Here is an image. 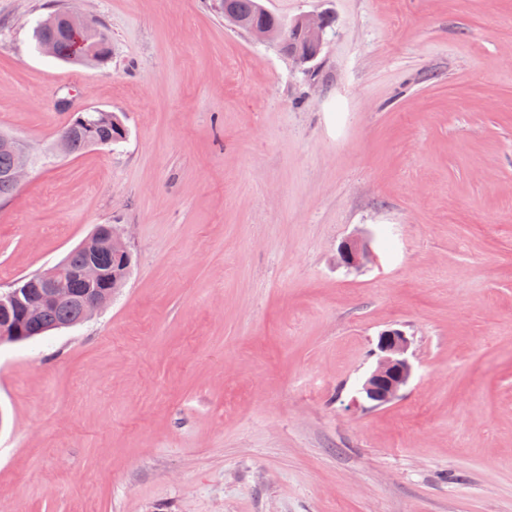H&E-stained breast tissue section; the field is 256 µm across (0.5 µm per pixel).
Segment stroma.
<instances>
[{
  "mask_svg": "<svg viewBox=\"0 0 512 512\" xmlns=\"http://www.w3.org/2000/svg\"><path fill=\"white\" fill-rule=\"evenodd\" d=\"M260 2L333 17L314 75L212 0H0L33 158L0 290L99 224L132 253L99 315L0 345V512H512V0ZM68 7L106 64L37 50ZM83 108L125 140L58 152ZM389 328L414 373L372 408ZM86 37L89 39V43L98 44V54L95 59H81L77 55L75 49L76 42L66 34H60L58 36L59 57L57 58L72 64H86L89 62L103 64L107 62L112 54L111 38L106 32H104L101 29L100 24H98L97 21H92V25L89 31L87 32Z\"/></svg>",
  "mask_w": 512,
  "mask_h": 512,
  "instance_id": "stroma-1",
  "label": "stroma"
}]
</instances>
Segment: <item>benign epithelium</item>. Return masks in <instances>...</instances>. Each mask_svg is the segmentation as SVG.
<instances>
[{
    "instance_id": "benign-epithelium-1",
    "label": "benign epithelium",
    "mask_w": 512,
    "mask_h": 512,
    "mask_svg": "<svg viewBox=\"0 0 512 512\" xmlns=\"http://www.w3.org/2000/svg\"><path fill=\"white\" fill-rule=\"evenodd\" d=\"M88 16L73 9L63 13L58 27L60 30L77 36L86 28ZM299 40L308 48L302 53L294 46L288 48V58L304 65L313 61L320 53L324 38V15L304 14L297 17L291 24ZM249 34L263 42L272 43L283 47L288 40L286 30L283 28L269 29L266 27H253ZM93 113L99 116L98 122L111 123L121 126V123L112 117V113L104 110L83 109V114L78 116L71 127L82 128L90 146H106L108 142L97 138L93 134V124L89 123L86 115ZM0 145L15 152L16 163L9 173L10 180L18 185L25 178L29 166V156L26 149L15 138L1 134ZM128 231L120 224H101L85 239L79 249L84 251L88 259L85 265L77 272V276L88 284L101 280L102 271L96 261L99 252L106 251L123 259L124 266H129L130 252L127 245ZM368 251L356 241H350L342 245L339 251V262L347 267H358L366 259ZM68 273L67 265L56 264L44 269L32 278H23L17 281L6 291H0V342L15 341L20 339L18 327L11 321L9 309L22 307L24 319L35 322L41 316L43 309L56 302L62 295L59 288L62 277ZM120 277L112 278V291L108 294H100L94 290L79 296V304L82 312L79 322L84 323L92 319L96 314L111 304L114 298ZM29 288L42 289L37 298L24 297ZM409 339L405 333L396 328H390L380 333L376 349L373 355L377 361L373 370L365 378L359 389L362 397L374 407L383 406L396 399L400 391L408 385L413 376V364L408 356Z\"/></svg>"
}]
</instances>
